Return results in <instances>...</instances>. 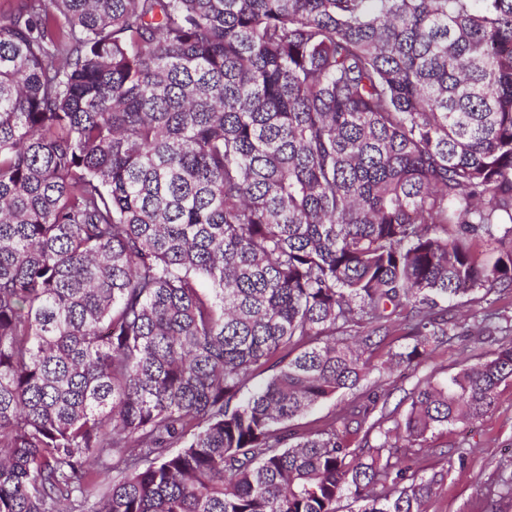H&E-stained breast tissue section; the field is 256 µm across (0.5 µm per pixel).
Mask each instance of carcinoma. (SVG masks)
I'll list each match as a JSON object with an SVG mask.
<instances>
[{"label":"carcinoma","instance_id":"1","mask_svg":"<svg viewBox=\"0 0 512 512\" xmlns=\"http://www.w3.org/2000/svg\"><path fill=\"white\" fill-rule=\"evenodd\" d=\"M495 288L512 0H20L0 26V512H425L448 467L413 464L497 406L512 339L400 419L288 427Z\"/></svg>","mask_w":512,"mask_h":512}]
</instances>
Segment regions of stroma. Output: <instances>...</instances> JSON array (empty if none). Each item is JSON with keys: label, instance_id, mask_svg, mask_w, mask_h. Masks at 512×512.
Here are the masks:
<instances>
[{"label": "stroma", "instance_id": "35a3bbf8", "mask_svg": "<svg viewBox=\"0 0 512 512\" xmlns=\"http://www.w3.org/2000/svg\"><path fill=\"white\" fill-rule=\"evenodd\" d=\"M499 313L501 320L512 322V289L494 292L469 307L458 319V341L438 347L425 358L403 364L393 370H375L355 389L307 412L294 426L306 430L318 426L330 414L360 397L386 398V411H393L418 381L445 380L462 365L477 358L490 357L499 347L498 332H480L484 314ZM449 457L465 453L464 466L452 467L440 494L426 506L427 512H512V497L498 499L488 506L489 488L497 486L503 476L512 474V383L503 385L499 405L483 419L469 425L450 427L447 434L436 438L433 448L420 462L421 469H430L439 462L440 450Z\"/></svg>", "mask_w": 512, "mask_h": 512}]
</instances>
